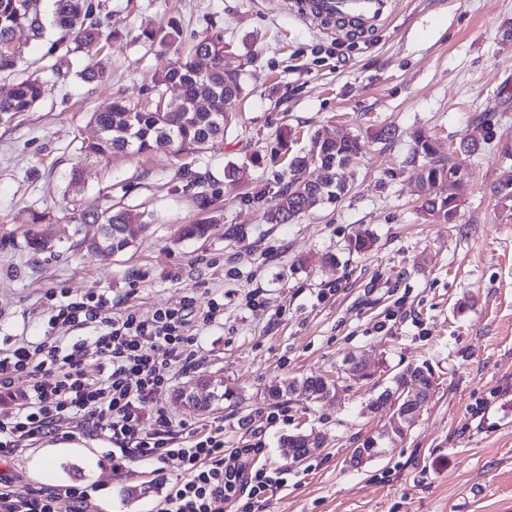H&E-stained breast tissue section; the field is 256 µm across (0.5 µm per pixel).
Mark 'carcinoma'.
Returning a JSON list of instances; mask_svg holds the SVG:
<instances>
[{
  "label": "carcinoma",
  "instance_id": "obj_1",
  "mask_svg": "<svg viewBox=\"0 0 512 512\" xmlns=\"http://www.w3.org/2000/svg\"><path fill=\"white\" fill-rule=\"evenodd\" d=\"M52 24L57 38L50 43L47 55L64 59L80 49L88 52L101 42L110 39L104 34L94 0H51ZM27 32L41 37L44 19L40 0H0V73L17 67L21 56L18 34ZM143 37L155 45H172L182 38L179 24L171 20L167 26L143 32ZM229 57L224 38L219 34L206 33L196 38L188 52L178 56L173 66L159 79V83L176 86L181 90V104L171 110L162 100L145 104H132L124 99L116 100L102 112L92 114L97 126V138L82 146L87 154L109 156L117 154H144L155 150L177 148V152H201L209 143L224 136L231 121L226 106L239 99L245 92V63ZM207 61L200 67L199 61ZM44 82L40 78H28L18 83L6 97H0V123L12 121L19 113L27 112L42 98ZM412 155L422 158V164L414 167V178L421 193V210L433 224H454L459 212L461 196H441L436 188L448 181L462 187L467 174L459 166H449L435 158L436 150L429 136L417 131L412 136ZM362 152L356 136L325 138L316 132L310 137L309 150L305 155H295L289 162V180L285 188L267 187L262 196L270 198L266 213L269 224H289L315 207L330 208L339 204L350 189L344 171ZM135 214L122 208L83 214L82 223L87 226L83 241L104 256H114L127 250L132 241L124 234L127 225L133 223ZM369 231H359L350 239V254H363L372 245ZM202 383L210 386L208 399L215 404L234 396V391L223 382L209 379ZM421 384L434 385L432 370L424 365L409 367L392 378L391 387ZM336 384L322 376L274 382L264 391V399L276 404L286 396L303 391L312 401L326 398ZM382 443L378 437L364 440L354 450L358 462L377 457Z\"/></svg>",
  "mask_w": 512,
  "mask_h": 512
}]
</instances>
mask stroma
<instances>
[{"label": "stroma", "instance_id": "stroma-1", "mask_svg": "<svg viewBox=\"0 0 512 512\" xmlns=\"http://www.w3.org/2000/svg\"><path fill=\"white\" fill-rule=\"evenodd\" d=\"M98 3L112 34L103 79L79 76L91 61L83 53L54 78L46 41L25 34L19 67L0 75V97L33 73L47 82L33 110L0 123V336L43 335L41 303L52 289L105 292L143 313L190 295L201 305L222 300L223 321L199 331L201 362L158 398L176 420L223 425L225 452L255 446L250 469L279 472V488L251 512H512V202L494 191L512 167V0H395L391 17L362 36L306 22L290 0ZM173 19L179 44L140 40L142 29ZM205 32L250 58L247 95L231 104L222 139L195 154L82 152L98 135L93 113L151 96L154 76ZM479 122L489 139L458 153ZM387 127L394 137L381 138ZM418 129L438 157L472 175L456 223H429L419 210L410 162ZM317 130L360 137L352 192L338 207L267 223L263 190L287 184L289 157ZM231 162L240 179L225 177ZM190 172L205 178L208 209ZM119 202L141 220L129 227L132 247L105 258L84 244L81 216ZM198 221L210 223L207 237L180 239L181 225ZM361 228L372 232L371 248L349 254ZM31 230L49 249L28 246ZM354 355L376 364L383 386L422 362L436 376L407 435L360 464L354 449L392 414L365 412L370 384L345 379L329 399L287 398L277 420L263 400L271 381L334 376ZM200 378L223 381L236 399L187 412L177 393ZM311 430L323 437L320 452L288 465L280 438ZM74 441L14 460L11 478L31 488L103 481L98 512H151L180 473L172 460L161 477L138 464L115 477L96 442Z\"/></svg>", "mask_w": 512, "mask_h": 512}]
</instances>
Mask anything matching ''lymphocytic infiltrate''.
I'll list each match as a JSON object with an SVG mask.
<instances>
[{
  "label": "lymphocytic infiltrate",
  "instance_id": "f902f5d3",
  "mask_svg": "<svg viewBox=\"0 0 512 512\" xmlns=\"http://www.w3.org/2000/svg\"><path fill=\"white\" fill-rule=\"evenodd\" d=\"M46 335L11 336L0 344V457L16 459L40 443L74 433L97 440L113 474L132 462L181 473L153 512H224L246 489L259 495L281 483L247 475L242 454L224 453L223 426L177 423L156 400L171 374L195 368L198 331L223 319L224 306L194 297L149 314L105 293L45 296ZM99 485L35 490L0 478V512H95Z\"/></svg>",
  "mask_w": 512,
  "mask_h": 512
}]
</instances>
